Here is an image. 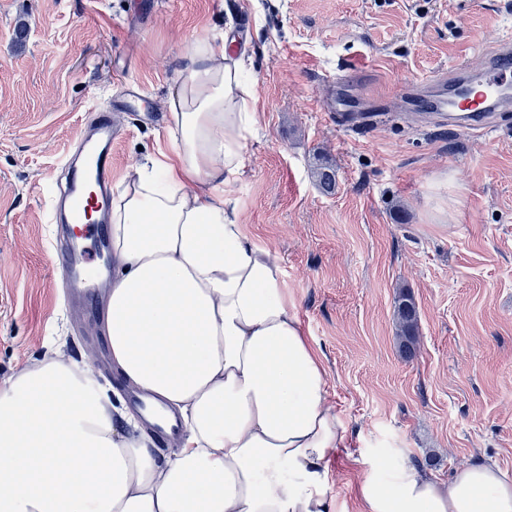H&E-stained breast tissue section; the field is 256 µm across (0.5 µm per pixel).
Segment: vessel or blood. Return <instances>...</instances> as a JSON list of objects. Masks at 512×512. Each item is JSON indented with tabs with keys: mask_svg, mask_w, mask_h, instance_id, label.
I'll use <instances>...</instances> for the list:
<instances>
[{
	"mask_svg": "<svg viewBox=\"0 0 512 512\" xmlns=\"http://www.w3.org/2000/svg\"><path fill=\"white\" fill-rule=\"evenodd\" d=\"M422 111L453 119L460 130L489 128L493 113L512 104V40L503 39L496 53L477 69L460 63L450 78L427 77ZM112 107L97 108L90 125L81 127L74 150L63 163L65 188L53 197L49 221L57 231L53 250L64 272V289L82 311L100 318L105 297L96 287L108 251L112 194V145L116 139Z\"/></svg>",
	"mask_w": 512,
	"mask_h": 512,
	"instance_id": "b4317fda",
	"label": "vessel or blood"
}]
</instances>
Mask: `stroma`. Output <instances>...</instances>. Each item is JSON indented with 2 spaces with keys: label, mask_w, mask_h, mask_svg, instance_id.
<instances>
[{
  "label": "stroma",
  "mask_w": 512,
  "mask_h": 512,
  "mask_svg": "<svg viewBox=\"0 0 512 512\" xmlns=\"http://www.w3.org/2000/svg\"><path fill=\"white\" fill-rule=\"evenodd\" d=\"M227 34L257 112L231 191L282 266L348 429V454L329 460L339 512H361V482L390 483L404 459L443 481L476 461L512 475V109L484 133L394 109L512 36V0H0V380L58 354L92 364L128 412L102 325L61 297L49 202L91 108L150 105L112 115L122 184L158 147L193 38ZM339 75L341 126L322 110ZM403 291L418 309L409 359ZM396 312L401 334L399 348L407 358L412 357L415 347L417 329V307L408 293H401L396 300Z\"/></svg>",
  "instance_id": "35a3bbf8"
}]
</instances>
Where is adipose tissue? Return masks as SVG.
Here are the masks:
<instances>
[{"instance_id": "adipose-tissue-1", "label": "adipose tissue", "mask_w": 512, "mask_h": 512, "mask_svg": "<svg viewBox=\"0 0 512 512\" xmlns=\"http://www.w3.org/2000/svg\"><path fill=\"white\" fill-rule=\"evenodd\" d=\"M174 83L168 152L112 201L106 332L124 381L185 431L152 453L115 426L89 368L47 359L0 382V512H335L328 461L348 429L282 268L230 192L250 164L251 83L207 36ZM359 496L363 512H512V479L475 463L443 482L405 460Z\"/></svg>"}]
</instances>
